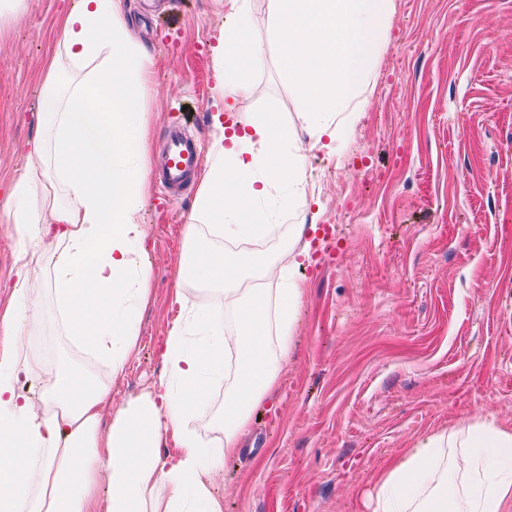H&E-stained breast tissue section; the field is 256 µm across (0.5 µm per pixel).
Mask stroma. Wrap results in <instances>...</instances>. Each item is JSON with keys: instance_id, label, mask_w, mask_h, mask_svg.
Listing matches in <instances>:
<instances>
[{"instance_id": "35a3bbf8", "label": "stroma", "mask_w": 512, "mask_h": 512, "mask_svg": "<svg viewBox=\"0 0 512 512\" xmlns=\"http://www.w3.org/2000/svg\"><path fill=\"white\" fill-rule=\"evenodd\" d=\"M74 0H26L0 23V211L39 133L42 73ZM261 55L235 115L277 112L308 145L264 0H250ZM154 62L152 158L172 121L210 144L212 48L226 0H124ZM366 103L339 151L310 148L307 198L281 227L314 224L294 344L239 453L213 476L224 512H372L376 477L422 437L460 422L512 428V0H394ZM197 186L139 214L154 301L113 404L162 371L159 349ZM17 234L0 221V312Z\"/></svg>"}]
</instances>
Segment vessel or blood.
<instances>
[{
    "instance_id": "1",
    "label": "vessel or blood",
    "mask_w": 512,
    "mask_h": 512,
    "mask_svg": "<svg viewBox=\"0 0 512 512\" xmlns=\"http://www.w3.org/2000/svg\"><path fill=\"white\" fill-rule=\"evenodd\" d=\"M159 168V196L167 199L187 189L202 162V151L181 125H169Z\"/></svg>"
}]
</instances>
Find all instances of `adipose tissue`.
Wrapping results in <instances>:
<instances>
[{
    "mask_svg": "<svg viewBox=\"0 0 512 512\" xmlns=\"http://www.w3.org/2000/svg\"><path fill=\"white\" fill-rule=\"evenodd\" d=\"M213 49L216 90L233 108L253 56L247 0ZM123 0H75L43 73L40 135L14 181L7 217L22 243L18 300L32 328L49 295L58 325L77 348L110 365L106 377L77 366L48 367L28 337L0 356V512H224L212 477L238 449L254 407L275 388L293 341L302 290L293 273L308 253L307 225L285 243L261 204L276 193L304 199L307 154L279 113L252 112L241 131L218 134L204 165L173 302L163 370L152 388L112 405V389L139 346L138 316L152 299L150 270L137 260L147 236L139 212L148 192L143 120L151 59L124 18ZM80 76L61 78L62 64ZM219 297L234 328L203 309ZM45 375L38 399L17 393L16 372ZM231 375L212 415L224 438L203 443L190 421L214 379ZM179 444L161 459L163 435ZM512 430L464 422L417 440L376 484L373 512H512ZM478 470L479 482L449 486L448 468Z\"/></svg>",
    "mask_w": 512,
    "mask_h": 512,
    "instance_id": "obj_1",
    "label": "adipose tissue"
}]
</instances>
